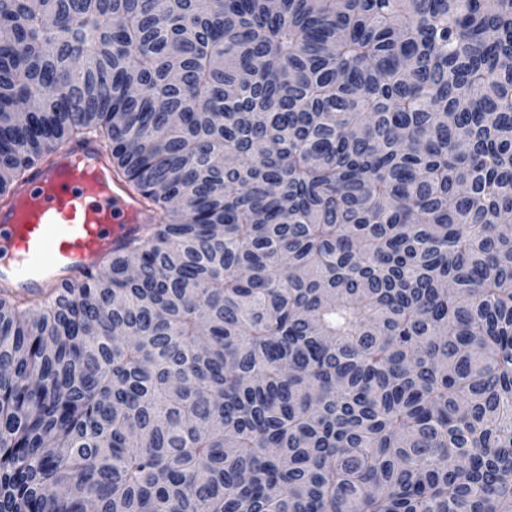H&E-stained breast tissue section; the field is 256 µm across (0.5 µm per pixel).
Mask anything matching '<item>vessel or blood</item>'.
<instances>
[{
    "mask_svg": "<svg viewBox=\"0 0 512 512\" xmlns=\"http://www.w3.org/2000/svg\"><path fill=\"white\" fill-rule=\"evenodd\" d=\"M56 159L57 167H34L14 198L0 199V284L34 299L81 280L152 221L96 142L71 143ZM79 167L107 174V191L89 192Z\"/></svg>",
    "mask_w": 512,
    "mask_h": 512,
    "instance_id": "obj_1",
    "label": "vessel or blood"
}]
</instances>
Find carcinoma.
<instances>
[{"instance_id":"carcinoma-1","label":"carcinoma","mask_w":512,"mask_h":512,"mask_svg":"<svg viewBox=\"0 0 512 512\" xmlns=\"http://www.w3.org/2000/svg\"><path fill=\"white\" fill-rule=\"evenodd\" d=\"M79 139L159 223L0 285V512H512V0H0V197Z\"/></svg>"}]
</instances>
